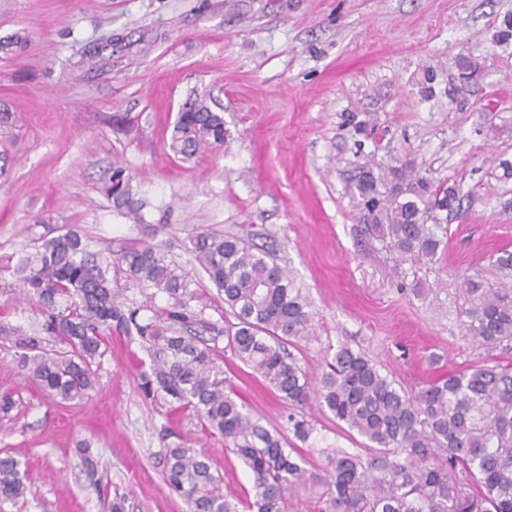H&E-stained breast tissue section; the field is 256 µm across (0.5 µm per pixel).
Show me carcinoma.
I'll return each instance as SVG.
<instances>
[{
  "mask_svg": "<svg viewBox=\"0 0 512 512\" xmlns=\"http://www.w3.org/2000/svg\"><path fill=\"white\" fill-rule=\"evenodd\" d=\"M224 119L211 97L195 93L183 105L170 149L184 158L224 145ZM360 218L398 264H433L447 246L443 214L460 208L458 188L436 186L401 166L377 174L362 167L355 183ZM192 250L224 295L237 323L226 347L293 407L315 400L369 442L367 457L338 451L323 473L307 474L288 438L246 409L224 377L221 355L202 345L189 302V273L149 243L127 247L112 264L129 278L168 296L157 311L115 302L112 279L76 227L44 241L36 259L16 268L23 294L43 318L42 331L63 345L43 351V337L14 332L18 362L33 384L62 402L82 400L97 383L93 364L112 330L141 337L150 364L139 373L148 398L191 408L202 426L224 439L253 476L245 498L224 495L221 479L194 448H172L167 481L189 512H288L287 491L307 477L327 512H512V368L492 352L512 348V253L492 262L495 283L468 278L461 289L465 334L487 356L465 369L409 391L363 352L342 345L318 383L309 381L287 346L311 336L308 302L268 252L235 236L199 230ZM26 493L13 456H0V500Z\"/></svg>",
  "mask_w": 512,
  "mask_h": 512,
  "instance_id": "obj_1",
  "label": "carcinoma"
}]
</instances>
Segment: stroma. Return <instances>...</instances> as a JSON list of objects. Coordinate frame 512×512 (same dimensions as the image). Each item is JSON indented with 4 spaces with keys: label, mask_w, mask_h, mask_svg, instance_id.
<instances>
[{
    "label": "stroma",
    "mask_w": 512,
    "mask_h": 512,
    "mask_svg": "<svg viewBox=\"0 0 512 512\" xmlns=\"http://www.w3.org/2000/svg\"><path fill=\"white\" fill-rule=\"evenodd\" d=\"M507 14L512 0H0V41L27 38L23 52L0 53V104L14 114L0 130V392L15 400L0 413V451L28 486L0 512H106L93 482L124 512H188L166 482L178 446L204 453L229 497L252 486L193 411L144 397L138 336H109L80 402L50 399L19 367L5 334H41L42 318L12 270L68 225L94 251L164 245L189 270L202 337L219 349L234 317L191 237L208 229L271 251L309 301L311 337L290 351L313 381L343 344L408 389L484 357L464 333L459 292L464 276L491 277L493 257L512 252V178L500 168L512 163V45L493 41ZM460 55L477 63L470 80ZM195 92L220 104L227 139L186 159L169 143ZM404 163L459 189L434 264L397 265L359 218L360 166ZM118 168L127 210L110 192ZM223 367L252 415L288 429L292 408L277 392L233 354ZM303 414L312 431L294 446L309 471L362 452L365 438L329 411Z\"/></svg>",
    "instance_id": "1"
}]
</instances>
